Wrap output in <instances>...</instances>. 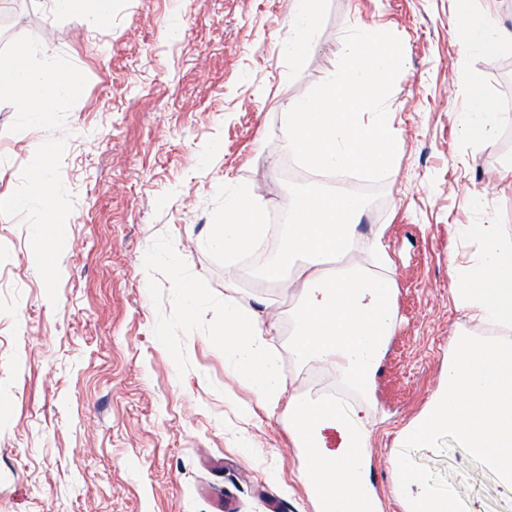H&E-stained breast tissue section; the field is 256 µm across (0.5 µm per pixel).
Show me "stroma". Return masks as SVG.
<instances>
[{
    "mask_svg": "<svg viewBox=\"0 0 512 512\" xmlns=\"http://www.w3.org/2000/svg\"><path fill=\"white\" fill-rule=\"evenodd\" d=\"M492 12L512 29V0H319L311 45L295 61L294 0H112L86 26L47 0H5L0 55L53 54L76 86L50 123L29 125L0 96V194H26L36 163L56 156L57 198L40 215L0 210V512H213L211 492L237 512H312L282 411L267 412L224 369L213 328L224 295L261 320L286 389L303 392L317 366L291 357L296 298L254 270L227 289L223 252L210 248L232 179L280 211L311 183L284 147L280 113L346 65L345 43L372 28L403 62L384 100L398 132L392 175H345L367 200L362 238L384 228L398 323L377 374L381 422L373 477L384 512H404L389 490L399 432L444 385L448 341L467 328L450 288L474 251L452 224H469L471 195L502 208L512 233V125L493 144L465 141L468 107L454 63L459 17ZM467 76L487 95L512 89V48L472 55ZM63 242H56L57 227ZM174 262H159L161 254ZM197 287L187 312L177 278ZM411 458L444 476L470 512H512L493 475L460 446ZM224 461L223 473L207 467Z\"/></svg>",
    "mask_w": 512,
    "mask_h": 512,
    "instance_id": "obj_1",
    "label": "stroma"
}]
</instances>
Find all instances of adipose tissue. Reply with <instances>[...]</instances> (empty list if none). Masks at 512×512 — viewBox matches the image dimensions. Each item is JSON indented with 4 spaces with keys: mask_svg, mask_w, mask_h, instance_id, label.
<instances>
[{
    "mask_svg": "<svg viewBox=\"0 0 512 512\" xmlns=\"http://www.w3.org/2000/svg\"><path fill=\"white\" fill-rule=\"evenodd\" d=\"M464 38L458 54L466 62L473 53L512 45V30L488 13L460 20ZM376 34L363 29L346 44L347 64L326 85L288 102L281 119L285 147L320 173L332 176L368 172L378 180L393 169L396 131L389 118H365V99H382L387 74L399 69V53L364 52ZM76 86L74 77L57 73L53 56L27 64L22 58L0 57V94H15L18 109L32 125L50 120L56 99ZM471 108L462 113L464 140L492 142L512 114L497 99L470 91ZM53 153H44L39 178L28 198L0 195V209L46 206L57 188L52 180ZM366 208L359 196L340 185L316 184L289 198L288 221L275 249L263 246L267 206L237 185L224 188V219L213 225L211 248L222 250L231 268L242 256L263 257L261 277L278 288L296 291L289 311L293 326L291 351L296 366L330 370L337 393L311 397L287 393L285 375L267 338L273 325L264 323L233 296L224 298V365L248 384L270 409L284 408L299 470L313 512H383L372 480L370 448L377 421L372 397L387 343L397 325L394 282L358 266L329 267L330 259L350 254L359 239L358 220ZM392 490L404 495L406 512H466L453 492L429 488L420 471L403 458L393 459Z\"/></svg>",
    "mask_w": 512,
    "mask_h": 512,
    "instance_id": "1",
    "label": "adipose tissue"
}]
</instances>
